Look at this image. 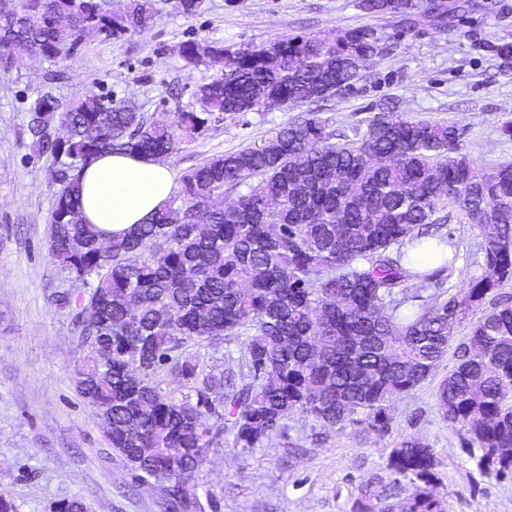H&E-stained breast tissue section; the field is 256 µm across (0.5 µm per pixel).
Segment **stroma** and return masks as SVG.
<instances>
[{"instance_id":"35a3bbf8","label":"stroma","mask_w":512,"mask_h":512,"mask_svg":"<svg viewBox=\"0 0 512 512\" xmlns=\"http://www.w3.org/2000/svg\"><path fill=\"white\" fill-rule=\"evenodd\" d=\"M171 2L155 0L143 33L87 40L55 61L26 57L0 77V492L18 512H49L52 503L74 497L90 512H168L161 487L133 478L72 385L82 351L70 311L52 301L53 291L68 283L47 256L52 159L25 132L32 100L48 94L64 107L102 94L167 121L193 109L194 91L221 70L217 63L185 65L184 41L203 38L235 49L367 26L394 49L350 92L324 103L320 115L330 129L354 135L396 99L407 118L463 128L459 151L474 166L490 171L512 161V139L500 133L512 119V69L496 52L512 41V0H445L444 22L413 31L402 28L399 14L366 12L358 0H203L189 16ZM298 113L270 104L224 120L182 143L168 163L180 175L212 155L260 145ZM447 228L456 260L443 288L453 294L482 274L483 257L476 229L457 212H450ZM245 351L240 339L193 349L201 366L217 372L238 365ZM459 359V351L449 350L428 380L391 402L388 435L361 423L325 428L297 412L286 435L262 447L210 449L197 475L205 512H354L369 484L385 486L389 502H397L414 485L388 470L387 456L406 437L433 449L435 492L446 512H512V478L487 475L481 450L465 448L459 429L437 411V387Z\"/></svg>"}]
</instances>
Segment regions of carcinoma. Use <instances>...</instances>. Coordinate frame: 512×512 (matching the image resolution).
I'll return each mask as SVG.
<instances>
[{"mask_svg": "<svg viewBox=\"0 0 512 512\" xmlns=\"http://www.w3.org/2000/svg\"><path fill=\"white\" fill-rule=\"evenodd\" d=\"M400 14L414 30L444 14L412 0H360ZM152 0H0V73L15 56L55 60L82 41L148 29ZM356 28L288 36L259 47L182 43L190 65L224 59L195 91L198 108L151 120L131 102L87 96L65 108L49 95L27 108L32 144L53 162L48 257L64 280L88 291L54 292L73 312L83 356L72 382L102 419L108 441L133 471L161 470L167 507L202 512L197 471L211 448H257L292 413L323 426L362 415L388 429L389 402L430 377L456 325L512 279V163L492 173L459 153L454 123L410 120L388 104L356 137L338 138L310 105L353 86L388 54ZM309 106L260 146L215 155L187 169L178 196L146 224L108 236L84 220L80 170L122 151L164 160L188 139L238 111L257 110L255 91ZM392 154L386 163L373 158ZM237 201L219 206L224 191ZM460 211L479 231L484 270L459 293L427 290L456 255L453 236L424 231ZM439 268L417 270L409 248ZM246 336L244 361L215 375L187 348ZM478 347L443 379L436 406L482 450L488 475L512 476V299H495L471 327ZM189 394L176 399L162 375ZM438 461L414 438L394 446L388 469L419 483L401 512H444L434 494ZM364 490L357 512H375ZM380 512H390L384 505Z\"/></svg>", "mask_w": 512, "mask_h": 512, "instance_id": "cac0c4a2", "label": "carcinoma"}]
</instances>
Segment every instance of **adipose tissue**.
<instances>
[{
  "mask_svg": "<svg viewBox=\"0 0 512 512\" xmlns=\"http://www.w3.org/2000/svg\"><path fill=\"white\" fill-rule=\"evenodd\" d=\"M87 223L123 235L147 223L177 192L174 170L134 154L105 153L81 173Z\"/></svg>",
  "mask_w": 512,
  "mask_h": 512,
  "instance_id": "ef3b65f1",
  "label": "adipose tissue"
}]
</instances>
